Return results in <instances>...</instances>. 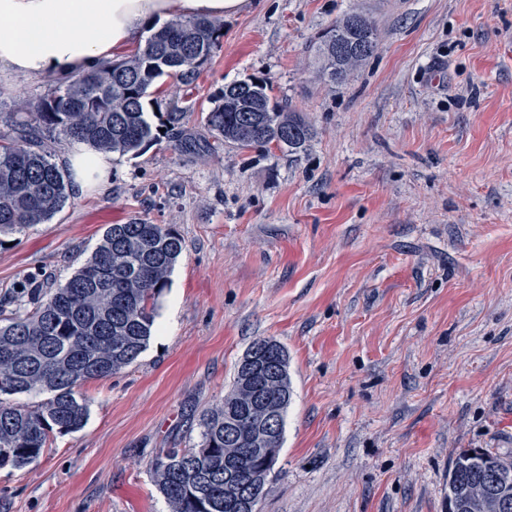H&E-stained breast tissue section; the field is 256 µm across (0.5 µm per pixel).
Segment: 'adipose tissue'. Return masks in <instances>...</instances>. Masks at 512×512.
Returning <instances> with one entry per match:
<instances>
[{"mask_svg": "<svg viewBox=\"0 0 512 512\" xmlns=\"http://www.w3.org/2000/svg\"><path fill=\"white\" fill-rule=\"evenodd\" d=\"M249 6L250 0H0V73L70 79L139 44L153 22L221 18ZM66 162L80 194L112 177L109 155L79 142Z\"/></svg>", "mask_w": 512, "mask_h": 512, "instance_id": "obj_1", "label": "adipose tissue"}]
</instances>
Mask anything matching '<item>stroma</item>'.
I'll return each mask as SVG.
<instances>
[{
    "mask_svg": "<svg viewBox=\"0 0 512 512\" xmlns=\"http://www.w3.org/2000/svg\"><path fill=\"white\" fill-rule=\"evenodd\" d=\"M353 9L379 45L341 87L315 43ZM249 77L311 122L305 150L163 140L0 246L1 300L65 283L111 224L184 240L147 349L78 387L80 430L0 469V512H169L151 460L197 444L259 337L292 390L261 512H448L458 452L512 454V0H253L145 106L177 100L203 140Z\"/></svg>",
    "mask_w": 512,
    "mask_h": 512,
    "instance_id": "1",
    "label": "stroma"
}]
</instances>
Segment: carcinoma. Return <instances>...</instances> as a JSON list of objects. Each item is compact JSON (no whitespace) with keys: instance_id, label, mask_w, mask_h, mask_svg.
Wrapping results in <instances>:
<instances>
[{"instance_id":"obj_1","label":"carcinoma","mask_w":512,"mask_h":512,"mask_svg":"<svg viewBox=\"0 0 512 512\" xmlns=\"http://www.w3.org/2000/svg\"><path fill=\"white\" fill-rule=\"evenodd\" d=\"M224 24L210 18H178L155 30L128 59L102 62L63 82L49 78L47 94L18 100L0 132V236L21 234L49 222L66 204V171L52 158L47 142L75 140L102 153L138 155L166 137L190 149L184 134L186 113L176 107L158 113L155 126L145 100L155 81L173 76L189 87L220 46ZM379 30L373 20L349 24L344 15L317 42L323 75L343 86L376 53ZM267 81L248 78L222 91L205 116V128L218 140L241 148L298 152L312 137L299 112L270 96ZM247 95L267 126L287 125L295 140L274 143V135L252 134L242 112L228 102ZM184 242L172 227L133 220L109 225L90 257L63 284L47 289L35 275L21 284L16 308L0 305V469H20L39 458L55 434L80 429L86 402L76 388L102 380L133 364L154 330L157 300L167 287ZM46 392L33 408L9 401L15 394ZM291 398L289 379L244 384L236 369L232 390L200 423L193 448H172L150 462L158 490L170 512H225L224 437L235 427L241 441L233 461L240 482L266 494L253 475L259 461L246 438L267 413L284 417ZM512 461L486 448L457 454L448 472V501L463 503L478 489H492L495 469Z\"/></svg>"}]
</instances>
